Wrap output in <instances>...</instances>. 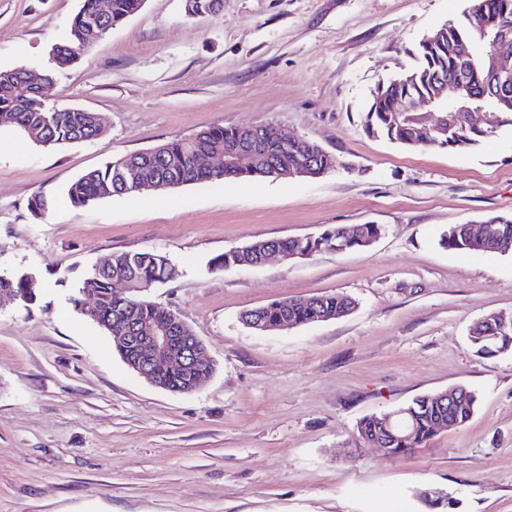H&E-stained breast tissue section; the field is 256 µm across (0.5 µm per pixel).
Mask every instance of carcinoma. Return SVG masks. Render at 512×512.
I'll use <instances>...</instances> for the list:
<instances>
[{"label": "carcinoma", "instance_id": "obj_1", "mask_svg": "<svg viewBox=\"0 0 512 512\" xmlns=\"http://www.w3.org/2000/svg\"><path fill=\"white\" fill-rule=\"evenodd\" d=\"M142 8V0H112V10L104 22L112 29ZM89 20L77 13L71 21L67 37L57 45L54 69L44 70L45 81L53 79L54 71L71 66L76 57L72 50L81 46L85 49L96 43L88 35ZM512 32V0H470L469 7L456 19H451L432 31L420 41L417 47V65L405 74L383 83L382 92L371 97L364 118V130L370 135L384 137L407 148L423 146L447 151L473 149L496 135L505 127L512 128V85L506 98L490 97L488 77L493 60L503 45L512 51V35L503 41L499 33ZM468 48V56L458 52L459 45ZM18 85L0 78V128H15L43 146L90 140L97 135L101 116L95 112H50L41 106L35 90L29 88L26 94L17 91ZM448 98V104L461 109L479 106L485 118L470 124L434 131L426 144L418 142L416 129L419 122L410 112H396L394 105L405 97L431 98L437 94ZM245 135L237 127H212L202 130L190 138L174 139L149 151L129 154L108 162L103 168L91 170L72 182L66 197L74 205H87L96 200L114 195H130L129 173L136 170L152 179L169 185H186L203 181L226 179L270 178L272 170H292L299 164H308L314 170L337 167L336 157L330 153H314L290 145L283 149L275 126L262 128L266 139V152L256 162H246L236 167H226L224 172H211L195 166L197 154L215 147L224 148ZM486 234L477 237L471 234L469 225L454 224L440 236L439 244L449 250L487 251L512 254V216L491 215L484 220ZM364 240H346L340 235V226H331L317 237L261 240L255 242V249L243 253L230 250L211 258L208 266L212 270L224 271L249 268L259 265V250L273 244L284 250L302 252L318 249L363 250L368 247L367 239L382 231L378 224H366ZM179 276L177 267L159 254L151 252H122L112 255V265L104 272L91 271L84 279L78 293L71 298L75 310L87 298H94L105 313L121 308L128 317L142 326L170 320L173 312L158 307L147 297L135 295L124 303L112 294V280L125 278L135 283L154 288L172 282ZM38 283L31 282L28 274L12 277L0 276V294L6 293L23 303L36 298ZM354 301L341 294H327L310 299H283L273 301L259 309L245 312L247 316H258L268 324H275L286 318L297 325H307L317 317L336 316L352 308ZM497 315L489 314L472 326L469 332L476 352L493 357L504 354L512 345V335L503 336L495 342L494 351L488 352L484 336L493 331ZM155 376L170 387H179L185 374L172 369L162 362L154 365ZM459 399L451 406H441L430 394L413 399V416L404 437L392 444L394 448H421L434 436L438 420H448L452 428L465 425L473 416L478 398L464 388L458 393ZM393 426L385 413L366 415L357 423L356 433L360 441L375 436H385Z\"/></svg>", "mask_w": 512, "mask_h": 512}]
</instances>
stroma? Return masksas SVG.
Instances as JSON below:
<instances>
[{
  "label": "stroma",
  "mask_w": 512,
  "mask_h": 512,
  "mask_svg": "<svg viewBox=\"0 0 512 512\" xmlns=\"http://www.w3.org/2000/svg\"><path fill=\"white\" fill-rule=\"evenodd\" d=\"M82 0H0V70L50 67ZM469 0H224L190 17L144 7L58 71L48 105L99 113L94 139L53 147L12 128L0 151V275L26 272L29 305L0 303V512H512V353L479 356L475 321L512 313V255L440 246L453 224L512 215V130L479 148L408 149L367 134L381 81ZM272 123L338 166L319 178L213 180L85 206L66 186L110 159L212 126ZM56 205L41 216L32 196ZM378 224L362 251L274 257L214 271L257 240ZM167 257L150 291L186 321L215 371L192 394L130 370L71 298L115 253ZM351 297L347 316L259 333L242 312ZM463 386L471 420L425 447L355 459L357 421Z\"/></svg>",
  "instance_id": "1"
}]
</instances>
